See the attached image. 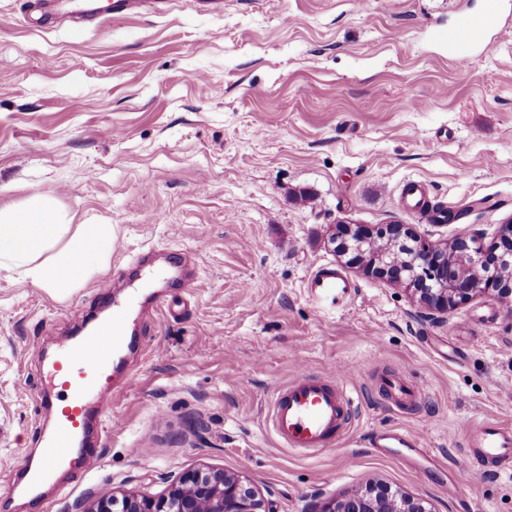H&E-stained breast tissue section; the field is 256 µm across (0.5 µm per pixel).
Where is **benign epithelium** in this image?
<instances>
[{
    "mask_svg": "<svg viewBox=\"0 0 512 512\" xmlns=\"http://www.w3.org/2000/svg\"><path fill=\"white\" fill-rule=\"evenodd\" d=\"M379 235L345 222L336 224L332 241L352 254L365 271L386 278L418 296V302L443 316L479 289H492L512 309V224L502 227L499 242L484 248L474 237H458L439 247L402 224H388ZM312 512H433L420 498L372 484L348 496L314 503ZM88 512H274L271 503L241 474L191 471L178 486L157 497L101 493Z\"/></svg>",
    "mask_w": 512,
    "mask_h": 512,
    "instance_id": "benign-epithelium-1",
    "label": "benign epithelium"
}]
</instances>
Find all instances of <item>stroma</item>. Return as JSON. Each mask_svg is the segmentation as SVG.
I'll use <instances>...</instances> for the list:
<instances>
[{
	"label": "stroma",
	"instance_id": "obj_1",
	"mask_svg": "<svg viewBox=\"0 0 512 512\" xmlns=\"http://www.w3.org/2000/svg\"><path fill=\"white\" fill-rule=\"evenodd\" d=\"M28 4L0 0V206L49 195L75 223L114 225L116 244L107 271L62 298L0 272V512H83L102 490L157 496L208 468L246 475L275 512L375 481L433 512H512V470L448 492L470 424L512 426V314L490 291L432 319L331 241L346 221L489 246L512 220V37L489 33L462 65L442 38L485 0H224L220 15L173 0L43 29ZM411 181L442 221L407 208ZM149 249L205 262L191 293L172 289L176 317L145 327L97 468L71 469L43 501L6 497L49 426L22 389L70 340L69 309L101 314ZM325 264L356 286L342 307L308 292ZM301 366L352 397L332 449L291 450L272 431L271 399ZM385 377L422 387L417 404L398 411ZM385 429L425 453L373 448Z\"/></svg>",
	"mask_w": 512,
	"mask_h": 512
}]
</instances>
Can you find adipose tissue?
<instances>
[{"label":"adipose tissue","instance_id":"obj_1","mask_svg":"<svg viewBox=\"0 0 512 512\" xmlns=\"http://www.w3.org/2000/svg\"><path fill=\"white\" fill-rule=\"evenodd\" d=\"M116 240L110 224H76L53 199L0 208V271L63 296L101 272Z\"/></svg>","mask_w":512,"mask_h":512}]
</instances>
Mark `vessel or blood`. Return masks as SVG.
Here are the masks:
<instances>
[{"instance_id": "vessel-or-blood-1", "label": "vessel or blood", "mask_w": 512, "mask_h": 512, "mask_svg": "<svg viewBox=\"0 0 512 512\" xmlns=\"http://www.w3.org/2000/svg\"><path fill=\"white\" fill-rule=\"evenodd\" d=\"M170 0H79L70 10L73 21L93 24L102 15L115 17L141 12L161 13ZM501 0H486L477 15L460 17L445 34L449 48L464 51L483 42L486 35L499 28ZM307 288L317 301L341 305L352 294L350 279L340 270L324 266L311 277ZM111 333L103 336L89 330L74 343L61 349L47 364V388L39 398L54 414V422L40 448L42 463L27 467L28 490H35L50 476L53 468L66 465L77 441L88 431L94 416L105 410L106 396L112 378L124 362L125 352L134 350L137 341L130 324L142 313L171 312L172 302L166 294H146L131 289L126 299L109 297ZM111 348V356H103L102 348ZM389 398L400 410L413 407L421 397L419 388L401 381L388 384ZM352 399L343 385L319 375L299 371L284 388L279 389L271 404V425L274 434L290 449L309 452L325 450L346 430L351 418ZM468 453L475 463L457 473L451 491L464 489L484 469L512 466V428L494 419L474 424L468 435Z\"/></svg>"}]
</instances>
